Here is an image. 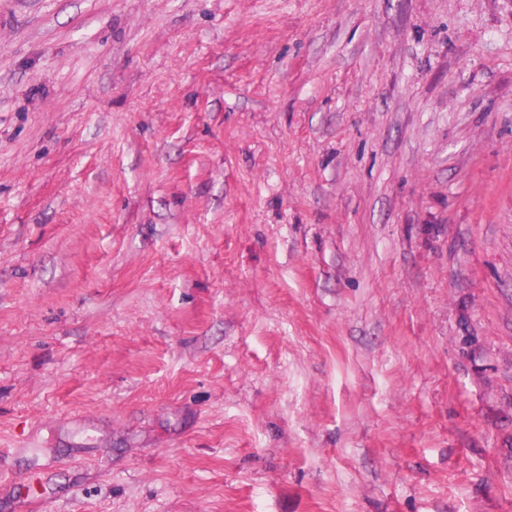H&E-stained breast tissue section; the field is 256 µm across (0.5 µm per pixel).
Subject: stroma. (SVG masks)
<instances>
[{"instance_id": "stroma-1", "label": "stroma", "mask_w": 512, "mask_h": 512, "mask_svg": "<svg viewBox=\"0 0 512 512\" xmlns=\"http://www.w3.org/2000/svg\"><path fill=\"white\" fill-rule=\"evenodd\" d=\"M0 512H512V0H0Z\"/></svg>"}]
</instances>
